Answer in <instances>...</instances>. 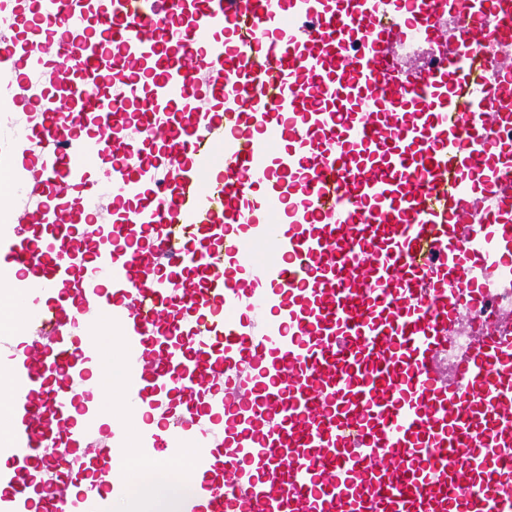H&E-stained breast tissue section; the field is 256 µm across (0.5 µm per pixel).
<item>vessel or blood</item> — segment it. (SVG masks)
<instances>
[{"label":"vessel or blood","instance_id":"1","mask_svg":"<svg viewBox=\"0 0 512 512\" xmlns=\"http://www.w3.org/2000/svg\"><path fill=\"white\" fill-rule=\"evenodd\" d=\"M507 21L0 0V512H512ZM165 472L164 474H168ZM164 474L149 481H141L140 484L133 490L131 495L137 498L153 497V498H167L175 495L183 494L188 491L181 486H173L164 477Z\"/></svg>","mask_w":512,"mask_h":512}]
</instances>
